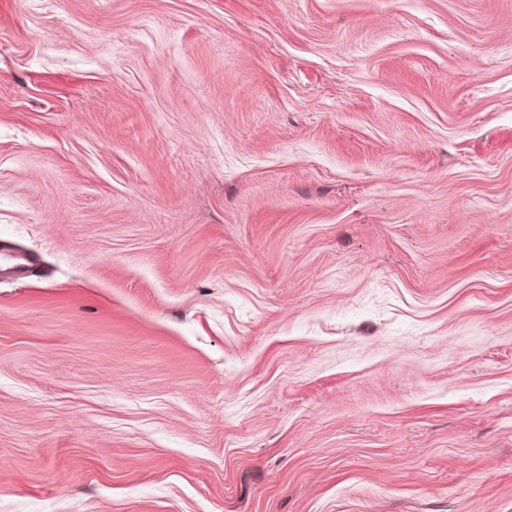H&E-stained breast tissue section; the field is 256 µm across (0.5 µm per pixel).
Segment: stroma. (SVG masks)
I'll return each mask as SVG.
<instances>
[{"label":"stroma","instance_id":"1","mask_svg":"<svg viewBox=\"0 0 512 512\" xmlns=\"http://www.w3.org/2000/svg\"><path fill=\"white\" fill-rule=\"evenodd\" d=\"M0 512H512V0H0Z\"/></svg>","mask_w":512,"mask_h":512}]
</instances>
